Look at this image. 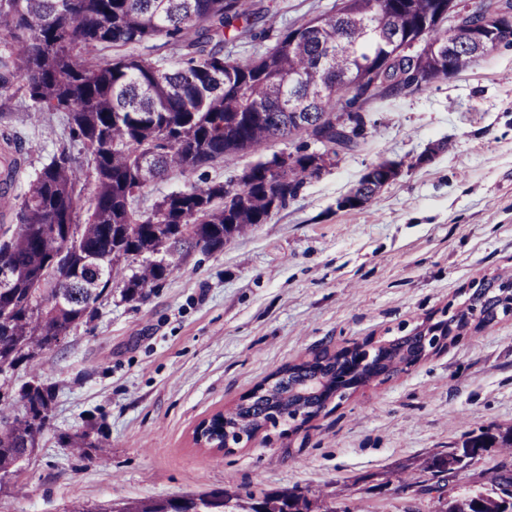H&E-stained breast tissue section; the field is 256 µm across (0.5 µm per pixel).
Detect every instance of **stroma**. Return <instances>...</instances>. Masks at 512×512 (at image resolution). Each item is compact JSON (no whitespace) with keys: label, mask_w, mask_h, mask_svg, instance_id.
Returning a JSON list of instances; mask_svg holds the SVG:
<instances>
[{"label":"stroma","mask_w":512,"mask_h":512,"mask_svg":"<svg viewBox=\"0 0 512 512\" xmlns=\"http://www.w3.org/2000/svg\"><path fill=\"white\" fill-rule=\"evenodd\" d=\"M335 0H249L264 39ZM367 115L352 149L308 179L267 223L223 250L193 254L141 303L113 295L36 368L0 377L16 394L32 372L55 389L36 455L0 492V512H70L212 489L321 492L337 512H402L396 476L491 426H512V319L468 330L392 380L333 401L299 427L215 452L204 419L319 347L399 335L473 281L512 272V43L465 71L395 98L353 100ZM20 150L23 193L64 142L60 117L20 103L0 138ZM397 178L360 209L338 208L371 166ZM93 432L108 455L79 456L60 436Z\"/></svg>","instance_id":"1"}]
</instances>
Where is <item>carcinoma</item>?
Here are the masks:
<instances>
[{
	"mask_svg": "<svg viewBox=\"0 0 512 512\" xmlns=\"http://www.w3.org/2000/svg\"><path fill=\"white\" fill-rule=\"evenodd\" d=\"M447 0H350L334 13L288 27L262 52L238 58L227 51L256 37L258 13L245 0H0V118L20 98L33 112L63 115L68 143L36 173L23 195L0 189V238L10 237L13 286L0 288V376L32 365L53 348L59 332L92 321L112 299L139 302L160 287L194 253L209 254L272 215L285 186L291 197L315 172L296 151L287 179L259 162L241 173L233 194L224 181L204 178L157 200L141 198L174 169L193 174L256 152L276 139L305 134L340 111L349 93L375 68L392 82L367 98L397 96L428 86L396 79L405 68L429 82L448 73V45L459 71L475 58L464 37L438 26ZM419 39V54L400 56L392 37ZM155 51L143 54L138 48ZM66 250L74 276L60 295L51 287L52 251ZM497 288L477 291L469 303L448 307V331L481 330L512 317V273L491 277ZM414 334L395 336L371 349L372 369L387 377L404 372L410 354L433 346L430 320ZM288 383L253 404H237L211 418L217 447L227 437L250 436L287 423L302 407L324 408L319 395L346 384L348 360L326 349L287 365ZM38 390L0 395V474L19 473L35 453L26 441L29 420L48 423L53 388L39 375ZM61 443L87 454L108 444L89 434L63 435ZM512 448V426L470 436L459 450ZM448 472V454L429 457L416 472L397 474L398 489L423 493L433 512H512V462L480 471L483 488L424 497ZM111 512H336V504L300 487L244 493L214 489L164 499L112 503Z\"/></svg>",
	"mask_w": 512,
	"mask_h": 512,
	"instance_id": "cac0c4a2",
	"label": "carcinoma"
}]
</instances>
